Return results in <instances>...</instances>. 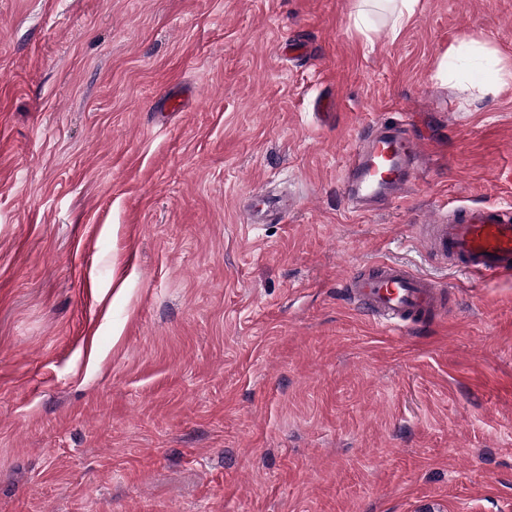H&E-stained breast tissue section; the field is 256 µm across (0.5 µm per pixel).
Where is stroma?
<instances>
[{"label":"stroma","instance_id":"stroma-1","mask_svg":"<svg viewBox=\"0 0 512 512\" xmlns=\"http://www.w3.org/2000/svg\"><path fill=\"white\" fill-rule=\"evenodd\" d=\"M0 0V512H512V278L418 227L512 208V0ZM474 41L492 59L459 56ZM429 144L379 211L342 173ZM284 212L248 223L255 191ZM437 280L395 333L342 291ZM357 2L355 11L351 14L353 26L368 38L375 30L371 19L374 10L382 8L390 12V31L396 35L403 24L416 14L420 0H358ZM428 155L425 143L402 123L379 122L356 147L345 167L343 189L355 207L377 208L389 197L403 195L418 177ZM344 288L359 308L402 334L431 324L446 311V290L399 263L365 264L346 280Z\"/></svg>","mask_w":512,"mask_h":512}]
</instances>
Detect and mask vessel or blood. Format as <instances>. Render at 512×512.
<instances>
[{
	"label": "vessel or blood",
	"instance_id": "vessel-or-blood-1",
	"mask_svg": "<svg viewBox=\"0 0 512 512\" xmlns=\"http://www.w3.org/2000/svg\"><path fill=\"white\" fill-rule=\"evenodd\" d=\"M428 151L405 125L372 126L345 167L343 189L358 207H379L403 195L418 177ZM419 236L435 259L461 273L498 279L512 276V217L493 206L465 207L422 225ZM345 292L381 325L400 333L426 326L446 311L447 294L436 281L408 266L376 261L345 282Z\"/></svg>",
	"mask_w": 512,
	"mask_h": 512
}]
</instances>
